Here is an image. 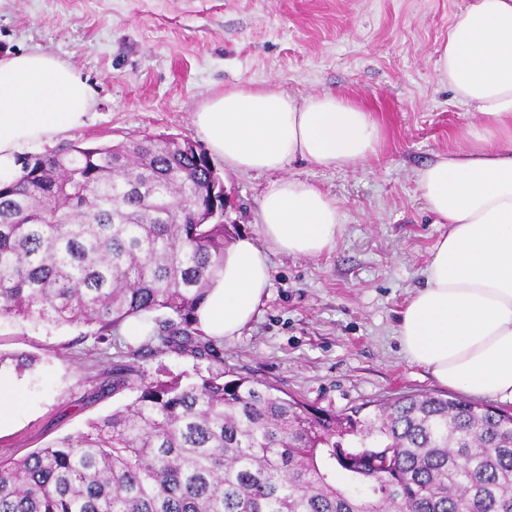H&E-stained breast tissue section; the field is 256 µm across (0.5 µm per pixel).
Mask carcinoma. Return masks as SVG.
<instances>
[{
  "label": "carcinoma",
  "instance_id": "1",
  "mask_svg": "<svg viewBox=\"0 0 512 512\" xmlns=\"http://www.w3.org/2000/svg\"><path fill=\"white\" fill-rule=\"evenodd\" d=\"M210 160L165 135L72 145L0 187V317L92 329L133 398L88 429L0 460V512H512V413L426 393L362 416L314 410L247 377L197 311L224 270L222 224H196ZM206 359L193 382L140 360ZM0 352V372L32 368Z\"/></svg>",
  "mask_w": 512,
  "mask_h": 512
}]
</instances>
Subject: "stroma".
<instances>
[{
    "label": "stroma",
    "mask_w": 512,
    "mask_h": 512,
    "mask_svg": "<svg viewBox=\"0 0 512 512\" xmlns=\"http://www.w3.org/2000/svg\"><path fill=\"white\" fill-rule=\"evenodd\" d=\"M469 0H0V54L39 49L81 72L96 90L85 126L29 157L73 144L113 145L146 134L201 142L193 114L239 81H272L296 96L336 91L381 123L368 165L285 173L339 201L335 248L311 258L269 252L271 287L241 336L221 342L224 370L278 387L313 408L348 413L406 395L450 396L413 364L398 339L405 303L444 224L430 220L416 172L474 117L434 71L437 50ZM224 174L220 221L229 238L259 237L268 176ZM75 326L5 317L0 351L35 357L17 389L0 458H20L126 403L102 391ZM149 378L193 380L210 363L177 353L146 357Z\"/></svg>",
    "instance_id": "stroma-1"
}]
</instances>
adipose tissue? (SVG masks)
Listing matches in <instances>:
<instances>
[{
  "label": "adipose tissue",
  "instance_id": "adipose-tissue-1",
  "mask_svg": "<svg viewBox=\"0 0 512 512\" xmlns=\"http://www.w3.org/2000/svg\"><path fill=\"white\" fill-rule=\"evenodd\" d=\"M435 69L477 121L416 173L434 223L448 231L400 313L399 342L441 385L512 404V0H470ZM93 103L87 78L52 54L0 58V186L17 179L19 154L84 126ZM194 124L226 170L274 176L259 202V237L225 248L224 272L198 312L207 336L230 340L268 295L269 251L318 256L342 230L338 201L286 167H357L377 155L383 129L340 93L298 98L248 81L208 98Z\"/></svg>",
  "mask_w": 512,
  "mask_h": 512
}]
</instances>
